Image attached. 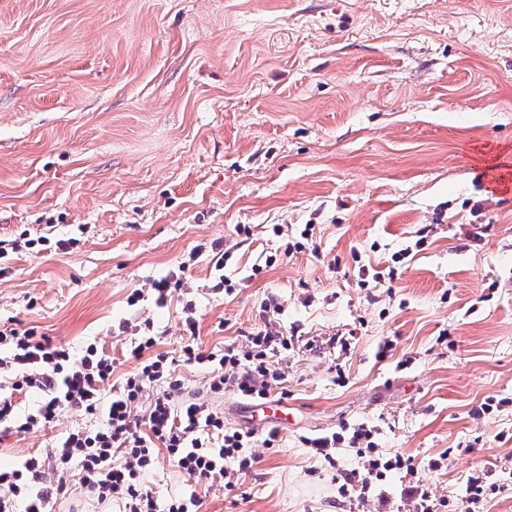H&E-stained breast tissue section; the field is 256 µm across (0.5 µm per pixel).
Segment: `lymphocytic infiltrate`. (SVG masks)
<instances>
[{
	"label": "lymphocytic infiltrate",
	"instance_id": "f902f5d3",
	"mask_svg": "<svg viewBox=\"0 0 512 512\" xmlns=\"http://www.w3.org/2000/svg\"><path fill=\"white\" fill-rule=\"evenodd\" d=\"M281 310L275 300L262 303L267 316L263 327L217 353L200 342L196 305L186 301L179 357L158 351L155 334H142L126 349L133 370L118 379L112 376L111 355L96 344L76 358L33 330H0V425L6 432L38 431L65 409L104 416L102 425L78 427L61 438L51 462L34 454L0 470V512H53L58 498L69 491L74 469L87 496L102 503L120 500L124 512H200L199 488L225 482L234 470L249 472L258 463L255 434L226 426L223 412L209 406L203 394L185 390L173 365L179 361L207 369V393L229 389L253 400L267 399L285 379L277 353L299 340L297 330L277 325L274 316ZM30 392L40 394L39 404L17 415L16 396ZM377 435L376 427L345 424L305 444L331 465L336 462L333 449L343 444L356 449L361 467L344 476L339 492L358 502L389 473L418 472L410 458L380 450ZM164 458L182 474L188 489L161 504L144 479Z\"/></svg>",
	"mask_w": 512,
	"mask_h": 512
}]
</instances>
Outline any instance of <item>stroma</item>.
Returning a JSON list of instances; mask_svg holds the SVG:
<instances>
[{"mask_svg":"<svg viewBox=\"0 0 512 512\" xmlns=\"http://www.w3.org/2000/svg\"><path fill=\"white\" fill-rule=\"evenodd\" d=\"M486 151L512 164V0H0V325L97 343L120 376L145 322L178 354L184 300L220 351L277 299L303 337L281 355L291 421L270 445L258 431V464L201 512H415L399 474L364 503L339 494L355 449L333 469L303 439L345 422L441 459L439 501L491 467L485 508L512 512V190L478 181ZM308 224L316 249L285 254ZM25 237L43 250L13 249ZM214 239L233 294L204 255L166 307L128 305ZM364 266L397 277L364 286ZM489 397L510 404L477 414ZM95 422L9 435L0 466Z\"/></svg>","mask_w":512,"mask_h":512,"instance_id":"obj_1","label":"stroma"}]
</instances>
